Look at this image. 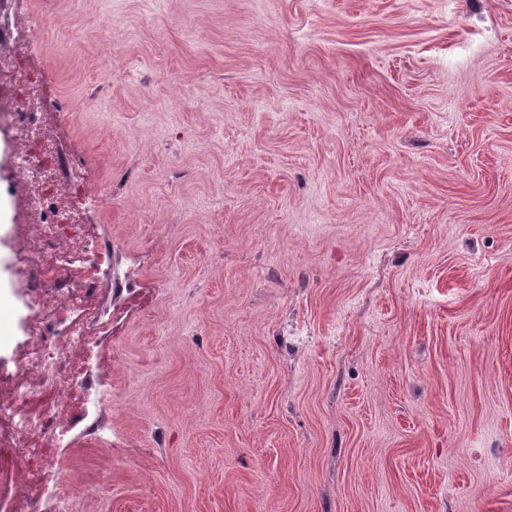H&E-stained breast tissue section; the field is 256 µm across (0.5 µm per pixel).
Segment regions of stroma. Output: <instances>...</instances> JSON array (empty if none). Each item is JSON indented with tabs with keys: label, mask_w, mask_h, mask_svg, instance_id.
<instances>
[{
	"label": "stroma",
	"mask_w": 512,
	"mask_h": 512,
	"mask_svg": "<svg viewBox=\"0 0 512 512\" xmlns=\"http://www.w3.org/2000/svg\"><path fill=\"white\" fill-rule=\"evenodd\" d=\"M0 45L112 250L43 512H512V0H0Z\"/></svg>",
	"instance_id": "1"
}]
</instances>
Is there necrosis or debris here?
Returning <instances> with one entry per match:
<instances>
[{
  "label": "necrosis or debris",
  "mask_w": 512,
  "mask_h": 512,
  "mask_svg": "<svg viewBox=\"0 0 512 512\" xmlns=\"http://www.w3.org/2000/svg\"><path fill=\"white\" fill-rule=\"evenodd\" d=\"M0 76L17 89L20 101L13 121L22 136L16 155L17 185L30 190L29 202L41 222L36 234L23 237L19 249L29 269L30 296L38 316L28 329L27 350L20 369L27 386L43 394L39 407L20 417L17 435L0 445V451L16 459L25 472L15 484L33 507L50 494H60L58 479L64 447L77 411L73 398L82 394V383L93 360L90 323L99 319L93 301L97 283L112 272V254L95 246L96 234L81 224L80 216L94 194L81 178L68 188V203L56 200L53 141L43 119V96L37 78L7 52H0ZM78 241L84 259L77 280L61 278L55 240Z\"/></svg>",
  "instance_id": "4bbe7bcc"
}]
</instances>
